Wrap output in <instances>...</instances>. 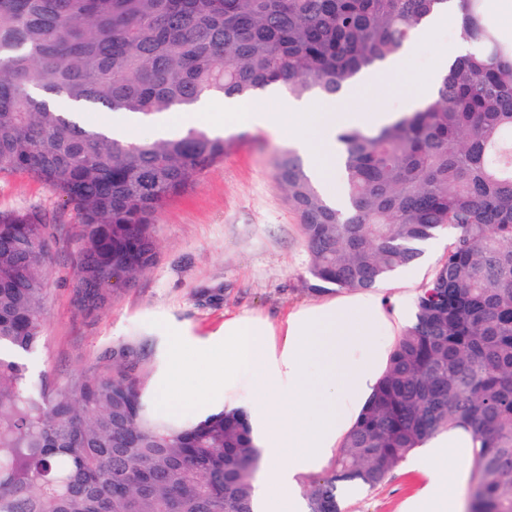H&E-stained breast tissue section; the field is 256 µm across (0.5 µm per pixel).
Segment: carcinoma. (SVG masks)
I'll return each instance as SVG.
<instances>
[{"mask_svg":"<svg viewBox=\"0 0 512 512\" xmlns=\"http://www.w3.org/2000/svg\"><path fill=\"white\" fill-rule=\"evenodd\" d=\"M448 2L0 0V175L25 174L78 212L73 297L99 309L153 264L154 214L230 140L199 127L118 139L84 112L142 120L273 86L334 100ZM459 2L473 51L432 100L338 136L346 208L327 204L296 152L275 161L314 292L378 288L448 231L369 405L305 484L307 512H342L340 483L378 487L456 426L474 439L475 512H512V39L487 0ZM48 228L39 211L0 212V512H253L249 424L154 409L144 346H113L106 374L33 387L19 359L46 326Z\"/></svg>","mask_w":512,"mask_h":512,"instance_id":"1","label":"carcinoma"}]
</instances>
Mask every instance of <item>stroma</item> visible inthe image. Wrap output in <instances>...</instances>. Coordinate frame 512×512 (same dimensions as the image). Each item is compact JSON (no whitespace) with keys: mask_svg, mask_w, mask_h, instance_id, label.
<instances>
[{"mask_svg":"<svg viewBox=\"0 0 512 512\" xmlns=\"http://www.w3.org/2000/svg\"><path fill=\"white\" fill-rule=\"evenodd\" d=\"M460 37L454 24L415 37L402 69L367 85L353 101L336 100L330 111H398L402 98ZM224 132L233 141L223 159L155 215L153 265L133 282L114 285L107 304L94 312L80 310L72 299L79 214L26 175H0V211L38 210L58 228L44 340L24 360L33 383L62 386L78 375L106 371L114 345L140 340L152 351L147 383L154 395L173 384L177 362L190 348L205 346L223 355L225 317H259L277 326L291 310L320 301L306 285L308 257L298 219L274 178L287 134L230 125ZM196 386L189 411L196 418L222 410L225 397L247 396L241 380L213 390L201 377ZM420 484V475L404 462L385 484L355 487L343 508L399 512Z\"/></svg>","mask_w":512,"mask_h":512,"instance_id":"stroma-1","label":"stroma"}]
</instances>
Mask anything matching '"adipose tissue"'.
Wrapping results in <instances>:
<instances>
[{
  "label": "adipose tissue",
  "instance_id": "adipose-tissue-1",
  "mask_svg": "<svg viewBox=\"0 0 512 512\" xmlns=\"http://www.w3.org/2000/svg\"><path fill=\"white\" fill-rule=\"evenodd\" d=\"M209 125L287 128L323 188L336 179V136L348 127L392 123L393 112H328L323 102L291 100L277 112L215 114L211 104L189 113ZM414 314L410 295L367 290L343 294L289 313L282 345L270 325L231 317L224 321V369L212 385L246 373L251 400L244 412L261 451L255 483L261 512H302L301 477L322 470L341 447L388 366L391 335ZM472 438L463 428L427 440L411 468L422 477L403 512H462V474L448 459L465 455Z\"/></svg>",
  "mask_w": 512,
  "mask_h": 512
}]
</instances>
